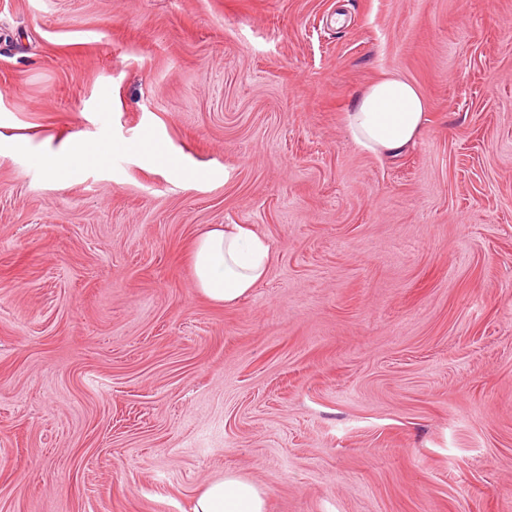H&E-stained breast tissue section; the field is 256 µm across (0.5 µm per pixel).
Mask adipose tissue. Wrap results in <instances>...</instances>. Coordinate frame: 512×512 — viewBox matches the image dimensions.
<instances>
[{"label":"adipose tissue","mask_w":512,"mask_h":512,"mask_svg":"<svg viewBox=\"0 0 512 512\" xmlns=\"http://www.w3.org/2000/svg\"><path fill=\"white\" fill-rule=\"evenodd\" d=\"M425 120L422 92L392 74L370 84L343 116L350 141L373 155H396L413 145ZM112 150L108 142H76L65 154H43L36 162L60 179L105 160ZM271 258L270 241L253 226L210 225L192 249L195 289L213 303L234 306L266 277ZM192 512H267V499L253 482L228 474L202 487Z\"/></svg>","instance_id":"ef3b65f1"}]
</instances>
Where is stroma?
<instances>
[{
    "mask_svg": "<svg viewBox=\"0 0 512 512\" xmlns=\"http://www.w3.org/2000/svg\"><path fill=\"white\" fill-rule=\"evenodd\" d=\"M388 73L427 120L374 156L342 116ZM75 138L116 149L36 165ZM232 223L273 256L224 307L190 256ZM227 472L268 512H512V0H0V512ZM113 149L114 145L109 142H75L65 154H42L36 162L45 172L61 179L75 174L89 162L105 160Z\"/></svg>",
    "mask_w": 512,
    "mask_h": 512,
    "instance_id": "1",
    "label": "stroma"
}]
</instances>
